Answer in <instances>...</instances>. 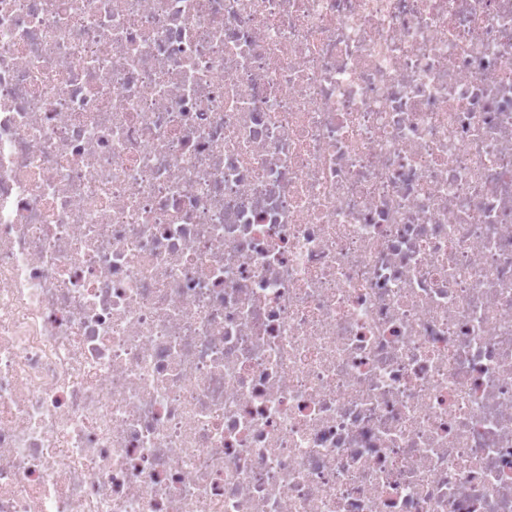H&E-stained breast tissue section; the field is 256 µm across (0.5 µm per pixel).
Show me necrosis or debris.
I'll return each instance as SVG.
<instances>
[{
    "label": "necrosis or debris",
    "instance_id": "necrosis-or-debris-1",
    "mask_svg": "<svg viewBox=\"0 0 512 512\" xmlns=\"http://www.w3.org/2000/svg\"><path fill=\"white\" fill-rule=\"evenodd\" d=\"M0 512H512V0H0Z\"/></svg>",
    "mask_w": 512,
    "mask_h": 512
}]
</instances>
